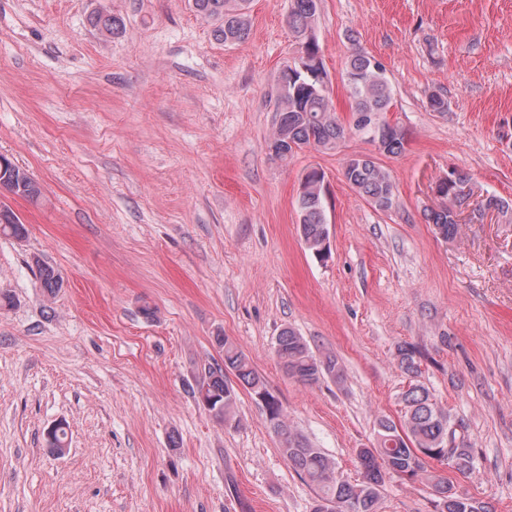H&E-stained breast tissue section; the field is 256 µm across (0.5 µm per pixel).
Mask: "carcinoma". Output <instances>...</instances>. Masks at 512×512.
I'll return each mask as SVG.
<instances>
[{"instance_id":"obj_1","label":"carcinoma","mask_w":512,"mask_h":512,"mask_svg":"<svg viewBox=\"0 0 512 512\" xmlns=\"http://www.w3.org/2000/svg\"><path fill=\"white\" fill-rule=\"evenodd\" d=\"M250 0H192V8L201 18L212 22L216 40L237 44L248 39L250 23L247 9ZM318 17V0H290L287 21L295 39L296 51L310 59L320 55L315 36ZM90 24L100 33L117 35L122 29L120 18L97 12L90 17ZM320 69L307 71L298 68L281 73L280 79L288 81V93L279 95L275 114V133L270 142L274 156L286 161L294 155L289 143L298 150L315 148L321 152L339 150L347 137L358 135L369 138L365 127H380V141L387 156H399L406 150L407 133L397 123L382 121L392 106V89L386 76V68L374 56L354 50L347 59L342 81L349 100V120L341 119L332 105L328 88L322 86ZM343 177L352 190L375 209L388 212L397 199V187L390 173L372 157L355 154L346 158ZM469 177L453 169L449 173V205L438 210L427 209L424 217L437 233L448 239L457 237L460 224L456 208L465 199L456 193V185ZM0 190L36 204L42 197L37 182L23 168L7 161L0 173ZM296 206L300 217V236L307 249L318 248L324 230L328 228V203L322 191L316 188L315 176H309L305 190L299 194ZM482 208L496 212L505 220L512 219V200L489 196ZM0 232L23 238L26 227L13 208L0 203ZM43 288L55 294L63 286L62 276L56 270L36 262ZM214 341L224 352V365L210 366L199 377L195 395L202 393L213 399V416L227 422L231 420L237 393L228 382L232 373L249 390L252 396L261 393L268 396L265 414L272 432L280 440V451L292 468L308 482L316 493L313 512H322L325 501L336 502L335 512H378L380 488L387 475L404 480L424 478L430 484L434 496L435 512H448V479L427 470L418 453L427 455L447 454L448 433L452 426L448 413L434 400L427 388L411 383L402 394L404 419L399 425L388 419L377 424L375 443L371 448L357 449L356 457L360 477L354 481L344 477L335 462L315 447L298 430L290 427L282 412L280 401L270 392L265 379L252 367L248 357L228 337L218 335ZM276 357L284 372L304 384H313L329 377L340 383L344 367L333 353L317 355L311 351L303 337L292 328L281 330L275 344ZM421 353L412 345L398 348V360L404 372L414 377L420 369ZM68 432L64 424L57 425L53 440L47 442L50 453L59 455L67 447ZM457 472L467 474L475 467L474 449L461 442L453 448V460Z\"/></svg>"}]
</instances>
